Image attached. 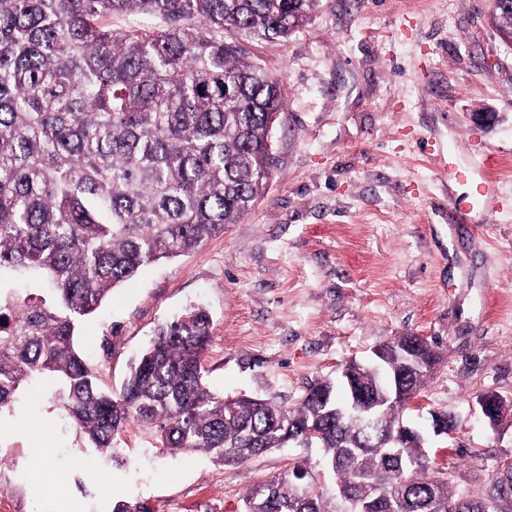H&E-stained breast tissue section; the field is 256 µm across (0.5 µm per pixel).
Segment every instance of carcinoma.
<instances>
[{
    "mask_svg": "<svg viewBox=\"0 0 512 512\" xmlns=\"http://www.w3.org/2000/svg\"><path fill=\"white\" fill-rule=\"evenodd\" d=\"M319 0H0V274L37 276L38 294L0 298V413L44 382L81 448L114 460L135 420L160 452L203 453L226 465L285 448L316 426L335 497L303 483L293 466L252 488L245 512H512V468L477 495L448 471L429 473L426 441L378 447L379 434L336 416L337 381H312L300 404L226 398L206 382L212 320L202 308L157 326L118 394L102 389L75 344L83 320L112 289L161 259L185 255L238 223L275 167L270 132L280 83L249 59L234 31L286 40ZM154 23L116 28V17ZM512 45V0L490 12ZM418 390L435 363L427 340ZM382 401L379 372L352 370ZM409 400L388 402L398 427Z\"/></svg>",
    "mask_w": 512,
    "mask_h": 512,
    "instance_id": "cac0c4a2",
    "label": "carcinoma"
}]
</instances>
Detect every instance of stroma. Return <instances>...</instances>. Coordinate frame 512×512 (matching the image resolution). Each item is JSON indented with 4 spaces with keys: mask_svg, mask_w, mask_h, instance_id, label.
Here are the masks:
<instances>
[{
    "mask_svg": "<svg viewBox=\"0 0 512 512\" xmlns=\"http://www.w3.org/2000/svg\"><path fill=\"white\" fill-rule=\"evenodd\" d=\"M490 0H320L288 41L246 44L277 77V167L255 208L187 255L115 288L77 342L100 384L119 390L155 328L193 305L213 320L211 391L294 406L310 381L397 336L433 344L437 364L406 417H457L454 442L428 448L432 470L480 493L512 424L491 430L477 405L512 400V46ZM491 112L495 121L472 120ZM436 143L464 165L498 159L502 206L458 222ZM118 467L80 448L49 396L0 413V512H244L254 485L305 465L326 498L336 483L316 448L226 466L162 454L132 421Z\"/></svg>",
    "mask_w": 512,
    "mask_h": 512,
    "instance_id": "1",
    "label": "stroma"
}]
</instances>
